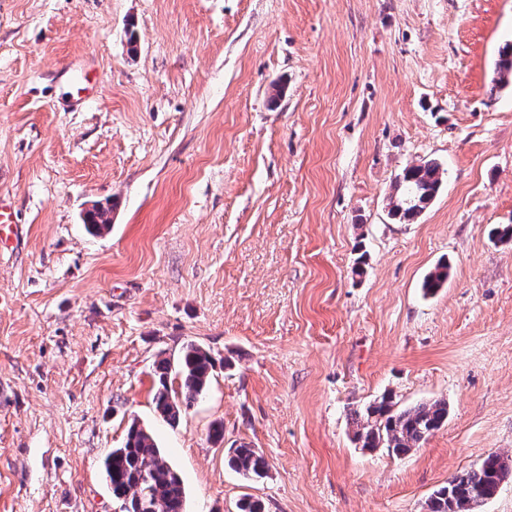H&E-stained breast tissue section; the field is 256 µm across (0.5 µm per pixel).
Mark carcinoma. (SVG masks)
Listing matches in <instances>:
<instances>
[{
  "label": "carcinoma",
  "mask_w": 512,
  "mask_h": 512,
  "mask_svg": "<svg viewBox=\"0 0 512 512\" xmlns=\"http://www.w3.org/2000/svg\"><path fill=\"white\" fill-rule=\"evenodd\" d=\"M493 89L512 85V43L499 51ZM445 169L434 159L405 168L395 180L396 200L389 201V213L399 224L413 223L433 202L441 189ZM110 209L99 207L88 213L84 224L92 233L108 229ZM448 279V264H439L425 277L422 288L433 294ZM214 362L208 351L187 345L176 365L161 360L153 395L155 411L167 422L179 420L182 407L191 405L207 390ZM180 380V390L172 388L170 377ZM448 421V403L435 400L399 409L392 396L384 395L354 412V436L367 450L386 448L406 455ZM230 466L251 480L266 474L268 461L256 449L241 445L232 449ZM103 471L112 497L124 506L123 512H186V492L174 467L153 435L136 419L128 426L124 443L103 460ZM512 477V463L499 454L488 455L476 468L453 477L427 503L428 512H476L493 497L501 483Z\"/></svg>",
  "instance_id": "obj_1"
}]
</instances>
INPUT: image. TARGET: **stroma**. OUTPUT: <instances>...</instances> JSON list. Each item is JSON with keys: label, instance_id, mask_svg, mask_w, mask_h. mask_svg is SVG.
I'll return each mask as SVG.
<instances>
[{"label": "stroma", "instance_id": "obj_1", "mask_svg": "<svg viewBox=\"0 0 512 512\" xmlns=\"http://www.w3.org/2000/svg\"><path fill=\"white\" fill-rule=\"evenodd\" d=\"M509 41L512 0H0V197L22 230L0 251V512H118L101 461L134 418L187 512H427L512 458ZM78 64L100 82L81 105ZM423 159L443 186L394 223ZM190 343L215 368L171 425L154 369ZM387 393L448 421L405 456L364 450L352 415ZM241 444L265 477L229 467ZM496 78L492 90L503 89L512 84V43H506L499 51L496 62ZM67 94L75 104H82L98 94L96 74L82 66H74L66 81ZM445 170L434 159L406 167L395 180L396 201L389 198V213L398 224L413 223L441 189Z\"/></svg>", "mask_w": 512, "mask_h": 512}]
</instances>
